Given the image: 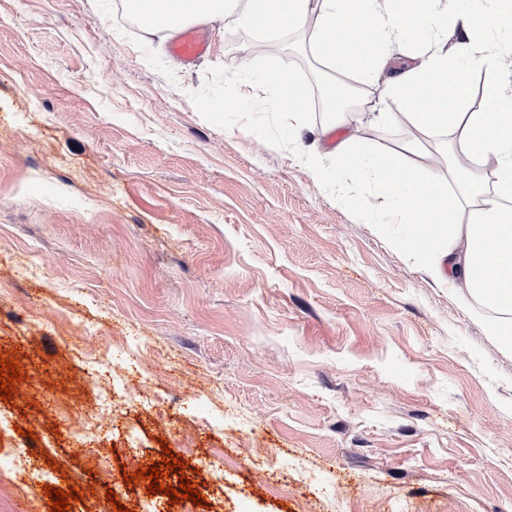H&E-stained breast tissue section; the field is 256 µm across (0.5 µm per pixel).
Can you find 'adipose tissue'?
<instances>
[{"label": "adipose tissue", "mask_w": 512, "mask_h": 512, "mask_svg": "<svg viewBox=\"0 0 512 512\" xmlns=\"http://www.w3.org/2000/svg\"><path fill=\"white\" fill-rule=\"evenodd\" d=\"M235 0H153L155 13L177 12L185 20L207 22L239 15L246 24L277 34L308 31L314 56L336 74H354L360 82L384 77L386 107L378 118L393 122L409 115L420 130L452 137L461 149L448 169L452 184L431 177L402 156L363 153L353 139L343 140L337 165L329 168L315 156L306 162L315 179L338 185L342 175L361 186L379 182L377 193L363 196L369 224H403L410 232L428 227L419 246L437 280L467 289L483 319L485 331L512 352V89L500 76L483 87L484 107L465 109L467 77L486 53L496 52L499 65L512 61L501 51L512 41V0H465L455 15L440 0H261L262 15L235 12ZM426 48L428 58L399 70H387L393 41ZM276 89L273 101L290 123L302 124L307 112L301 88L278 72L262 75ZM495 162L496 181L486 190L472 162Z\"/></svg>", "instance_id": "1"}]
</instances>
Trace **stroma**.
Listing matches in <instances>:
<instances>
[{
    "instance_id": "1",
    "label": "stroma",
    "mask_w": 512,
    "mask_h": 512,
    "mask_svg": "<svg viewBox=\"0 0 512 512\" xmlns=\"http://www.w3.org/2000/svg\"><path fill=\"white\" fill-rule=\"evenodd\" d=\"M206 31L188 69L123 0H0V356L25 376L0 464L30 452L0 512H50L48 485L130 512H512V354L299 155L335 166L355 135L426 167L438 135L378 121L379 81L289 132L255 74H337L301 37L258 54L236 17ZM105 339L133 395L89 439L71 417ZM166 449L186 468L164 486L222 469L204 506L126 483Z\"/></svg>"
}]
</instances>
